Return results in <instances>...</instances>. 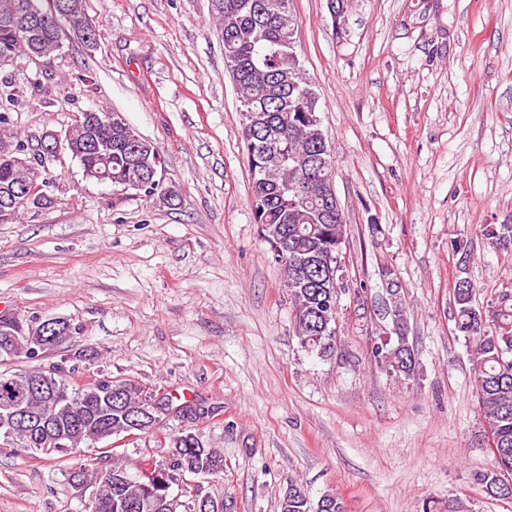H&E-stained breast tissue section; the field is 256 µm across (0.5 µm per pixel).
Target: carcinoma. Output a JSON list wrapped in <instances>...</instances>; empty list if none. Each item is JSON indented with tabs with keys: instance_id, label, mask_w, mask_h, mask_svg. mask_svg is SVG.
<instances>
[{
	"instance_id": "cac0c4a2",
	"label": "carcinoma",
	"mask_w": 512,
	"mask_h": 512,
	"mask_svg": "<svg viewBox=\"0 0 512 512\" xmlns=\"http://www.w3.org/2000/svg\"><path fill=\"white\" fill-rule=\"evenodd\" d=\"M292 0H212V20L224 42V57L239 69L232 77L239 109L254 113L251 125L242 117L241 136L252 180L250 206L254 221L275 259L282 282L293 303L296 337L301 348L320 358L336 352V293L325 260L336 258L346 238L343 211L330 215V203L322 188L334 178L332 168L321 166L324 132L318 97L306 77L295 50ZM83 0H0V57L43 58L61 47L65 32L80 40L94 30ZM25 89L7 79L0 81V210L14 224L25 210L42 209L49 202L26 197L23 187L51 181L54 155L29 146L9 115V106ZM104 111L82 115L68 129L72 158L85 176L115 188H133L145 198L172 204L177 194L162 184L152 185L151 168L158 149L142 138L126 118L112 113V123L98 118ZM29 154L30 167L13 163ZM454 288L457 331L473 342L471 361L478 397L496 444L494 468L477 473V480L496 497H504L503 477H512V296L503 295L491 313L476 301L473 284L460 278ZM392 320L398 323L396 342L379 341L372 355L377 363L409 375L415 368L414 352L405 336L402 298L398 288L387 290ZM41 322L16 325L11 336L0 335V363L38 357L28 336L38 333ZM75 334L63 320L45 333L48 346ZM26 396L30 409L47 412L57 441L37 439L38 433L15 429L3 444L38 457L66 454L139 429L150 436L163 429V418L173 409V396L161 399L162 411L147 403L148 391L131 380L102 378L78 385L60 367L29 366L15 372L0 371V405L14 393ZM224 470V458L205 447L190 429L169 438L167 459L146 477L129 475V465L117 460L95 477V493L87 512H177L169 485L186 475H213ZM224 502L201 496L188 512H224ZM281 512H346L344 501L325 493L312 501L303 487L291 485L280 502Z\"/></svg>"
}]
</instances>
